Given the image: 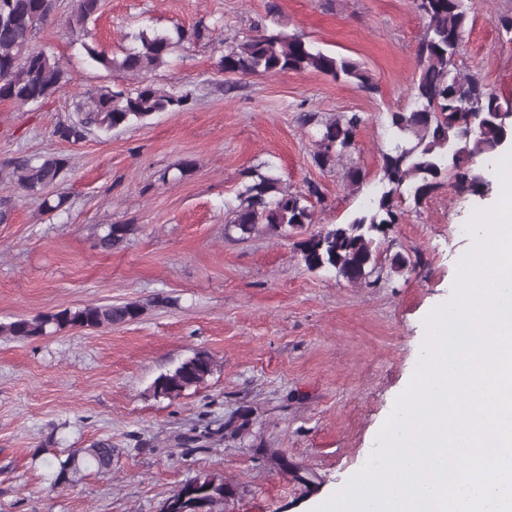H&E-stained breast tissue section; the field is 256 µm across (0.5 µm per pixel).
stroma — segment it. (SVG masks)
<instances>
[{"label":"stroma","mask_w":512,"mask_h":512,"mask_svg":"<svg viewBox=\"0 0 512 512\" xmlns=\"http://www.w3.org/2000/svg\"><path fill=\"white\" fill-rule=\"evenodd\" d=\"M469 7L458 67L512 100V41L493 21L512 0ZM71 8L59 0L35 37L64 64L68 85L39 105L0 101V163L48 153L68 163L64 210L12 194L0 224V322L111 302L142 313L33 341L0 335V512H161L202 471L224 477L217 512H315L379 448L426 315L455 291L454 260L470 242L458 227L491 195L446 185L422 205L405 202L378 239L371 286L307 270L295 236L242 240L224 226L240 173L253 166L292 192L320 187L310 231L368 205L392 143L387 115L410 104L423 19L413 0H102L81 37L65 24ZM201 23L219 29L142 76L192 91L190 104L76 144L56 136L80 93L132 81L90 64L85 45L119 58L138 30ZM261 23L360 63L373 90L317 72L224 75L225 46ZM306 112L361 115L355 148L334 168L314 163ZM111 224L134 230L120 248L100 250ZM397 254L404 268L392 267ZM197 349L215 360L205 383L154 397V379ZM105 438L120 450L110 470L54 484L45 459Z\"/></svg>","instance_id":"obj_1"}]
</instances>
